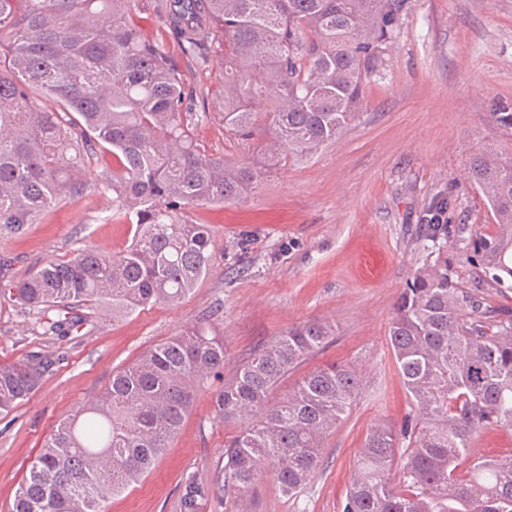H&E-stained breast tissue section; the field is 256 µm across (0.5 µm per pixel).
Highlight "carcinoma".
<instances>
[{
	"mask_svg": "<svg viewBox=\"0 0 512 512\" xmlns=\"http://www.w3.org/2000/svg\"><path fill=\"white\" fill-rule=\"evenodd\" d=\"M409 0H0V224L18 232L79 195L80 163L112 153V216L136 225L113 254L79 249L0 286L65 336L148 306H176L213 264V240L191 211L246 198L276 168L306 160L357 119L384 70ZM158 22L145 33V17ZM175 42L184 69L170 52ZM224 72L215 105L224 140L251 149L231 162L195 130L211 118L191 76L215 49ZM467 178L493 232L466 260L512 288V152L484 146ZM469 228L430 225L435 259L401 293L387 338L414 403L401 430L379 424L359 450L342 512H512V454L460 470L474 436L512 427V310L485 306L448 269V241ZM333 327L308 321L262 342L224 379L214 418L247 425L224 444L223 494L250 493L260 474L293 494L313 478L329 433L361 389L356 369L328 365L283 382ZM224 331L193 325L112 372L42 446L10 512H100L150 472L224 369ZM59 357L30 351L0 362V414L34 393ZM209 487L188 482L181 512H198Z\"/></svg>",
	"mask_w": 512,
	"mask_h": 512,
	"instance_id": "1",
	"label": "carcinoma"
}]
</instances>
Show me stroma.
<instances>
[{
	"label": "stroma",
	"instance_id": "stroma-1",
	"mask_svg": "<svg viewBox=\"0 0 512 512\" xmlns=\"http://www.w3.org/2000/svg\"><path fill=\"white\" fill-rule=\"evenodd\" d=\"M495 107L512 108V0H410L384 76L368 87L342 138L274 171L243 202L193 210L211 230L213 266L180 305L156 304L119 321L97 317L79 332L50 336L19 305L0 303V360L33 350L61 357L34 394L0 415V512L51 431L99 395L113 369L210 315L224 329L222 375L198 394L154 470L104 498L102 512H180L188 480L211 484L237 431L214 418L213 391L260 343L312 319L331 323L335 333L299 373L349 364L362 380L325 442L322 464L293 496L264 477L241 501L212 488L200 512H341L369 428H399L414 416L387 329L427 256L429 207L452 199L449 224L468 225L473 238L493 230L467 171L481 145L512 151V134L490 117ZM111 176V154L97 153L85 161L80 196L21 232L0 226V255L13 259L0 278L20 279L85 247L125 249L135 227L112 218V195L102 189ZM448 267L478 300L512 308V290L467 263L461 246H449Z\"/></svg>",
	"mask_w": 512,
	"mask_h": 512
}]
</instances>
